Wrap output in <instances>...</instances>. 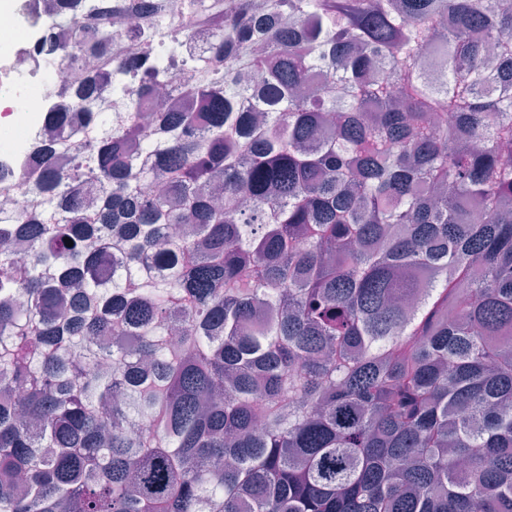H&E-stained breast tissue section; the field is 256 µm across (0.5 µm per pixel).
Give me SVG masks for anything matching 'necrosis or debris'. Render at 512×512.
Here are the masks:
<instances>
[{"label":"necrosis or debris","mask_w":512,"mask_h":512,"mask_svg":"<svg viewBox=\"0 0 512 512\" xmlns=\"http://www.w3.org/2000/svg\"><path fill=\"white\" fill-rule=\"evenodd\" d=\"M63 15L61 0H22L16 12L0 16V31L16 41L0 70V91L24 101L0 108V121L12 132L10 145L0 149V213L30 217L39 212L23 180L41 168L46 148L58 136L49 113L69 109L60 72L42 64L48 44L60 47L66 41Z\"/></svg>","instance_id":"1"}]
</instances>
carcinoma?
Instances as JSON below:
<instances>
[{
	"label": "carcinoma",
	"mask_w": 512,
	"mask_h": 512,
	"mask_svg": "<svg viewBox=\"0 0 512 512\" xmlns=\"http://www.w3.org/2000/svg\"><path fill=\"white\" fill-rule=\"evenodd\" d=\"M65 11L98 138L50 113L72 165L0 217V512H512V0ZM125 86L119 76L112 75L107 81H97L94 87V96L104 106V112L112 119L114 115H125L127 96Z\"/></svg>",
	"instance_id": "carcinoma-1"
}]
</instances>
